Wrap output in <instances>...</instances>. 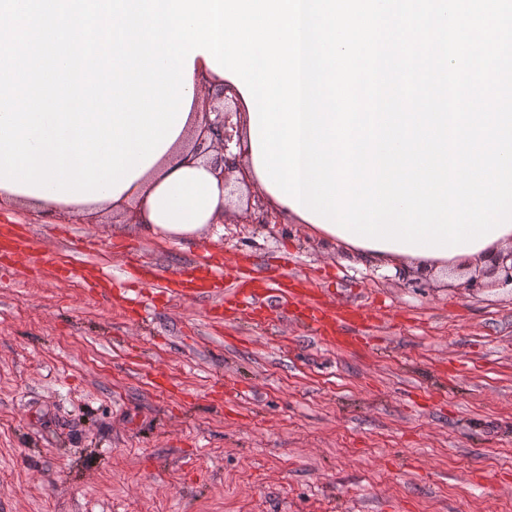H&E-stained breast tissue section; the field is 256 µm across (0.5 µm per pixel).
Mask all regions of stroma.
Returning a JSON list of instances; mask_svg holds the SVG:
<instances>
[{
	"label": "stroma",
	"mask_w": 512,
	"mask_h": 512,
	"mask_svg": "<svg viewBox=\"0 0 512 512\" xmlns=\"http://www.w3.org/2000/svg\"><path fill=\"white\" fill-rule=\"evenodd\" d=\"M38 251L0 255V512H488L512 505V288L342 262L305 225L231 209L192 243L133 214L0 206ZM331 304L372 298L375 338L336 347L273 311L144 318L67 261L266 268Z\"/></svg>",
	"instance_id": "35a3bbf8"
}]
</instances>
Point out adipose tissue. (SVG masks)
<instances>
[{"instance_id":"obj_1","label":"adipose tissue","mask_w":512,"mask_h":512,"mask_svg":"<svg viewBox=\"0 0 512 512\" xmlns=\"http://www.w3.org/2000/svg\"><path fill=\"white\" fill-rule=\"evenodd\" d=\"M201 119V113L189 112L177 138L117 196L57 201L0 185V201L41 213L65 211L83 216L101 209L121 210L132 206L136 209L138 222L145 224L152 235L183 240L198 238L213 225L223 223L227 202V192L206 159L192 154L190 139ZM316 233L324 242L343 248L348 255L360 257L370 264L422 267L432 274L445 273L470 262H487L498 251L512 245V229H504L498 239L478 251L423 256L363 247L321 227Z\"/></svg>"}]
</instances>
